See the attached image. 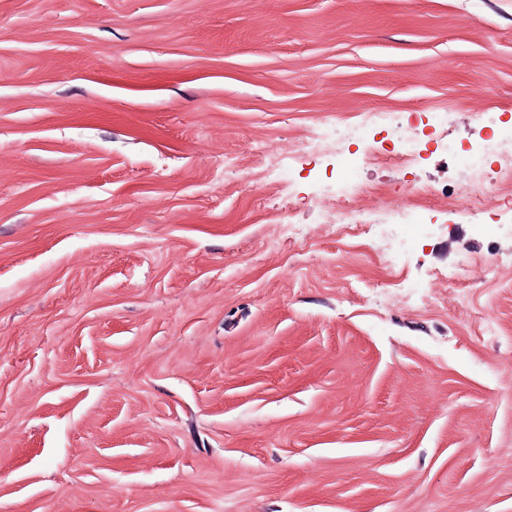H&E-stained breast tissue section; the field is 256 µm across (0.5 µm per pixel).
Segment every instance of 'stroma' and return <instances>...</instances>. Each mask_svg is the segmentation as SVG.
I'll return each instance as SVG.
<instances>
[{
  "label": "stroma",
  "instance_id": "stroma-1",
  "mask_svg": "<svg viewBox=\"0 0 512 512\" xmlns=\"http://www.w3.org/2000/svg\"><path fill=\"white\" fill-rule=\"evenodd\" d=\"M371 112L442 146L291 150ZM487 113L512 0H0V512H512V182L469 212L445 149ZM345 178L392 262L316 223ZM390 153L381 155L367 149L364 154V161L366 164H378L381 159H390L394 160L396 165L402 169L413 167L421 159L420 140L415 133H412L410 136L401 138L398 149ZM368 192L362 186L343 187L336 191L335 203H327L316 199L317 220L319 224H353L363 230L366 227L380 229V252L392 261L394 251V236L391 230L393 224H406L407 217L404 203H366L362 202ZM362 202L356 208L350 209L346 201Z\"/></svg>",
  "mask_w": 512,
  "mask_h": 512
}]
</instances>
